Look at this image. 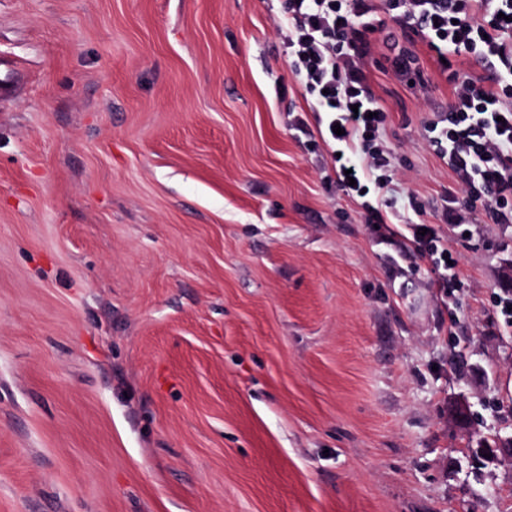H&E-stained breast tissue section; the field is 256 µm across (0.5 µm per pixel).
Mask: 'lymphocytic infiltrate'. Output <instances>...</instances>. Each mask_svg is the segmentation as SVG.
<instances>
[{
    "label": "lymphocytic infiltrate",
    "mask_w": 512,
    "mask_h": 512,
    "mask_svg": "<svg viewBox=\"0 0 512 512\" xmlns=\"http://www.w3.org/2000/svg\"><path fill=\"white\" fill-rule=\"evenodd\" d=\"M278 25L288 61L351 159L336 174L347 196L393 181L394 156L380 143L386 113L369 79L382 66L427 96L417 43L440 61L451 87L448 109L428 123L430 144L455 186L432 213L438 223L512 224V0H285ZM491 70L465 72L467 57ZM405 251L429 258L435 282L452 296L461 282L435 229L413 225Z\"/></svg>",
    "instance_id": "obj_1"
}]
</instances>
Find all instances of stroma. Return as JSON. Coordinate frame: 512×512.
<instances>
[{"label":"stroma","mask_w":512,"mask_h":512,"mask_svg":"<svg viewBox=\"0 0 512 512\" xmlns=\"http://www.w3.org/2000/svg\"><path fill=\"white\" fill-rule=\"evenodd\" d=\"M283 5L0 0V512H512V225H437L440 294L447 83L372 70L396 172L345 196ZM422 228H426L425 235H420ZM410 245H404V252L409 256L426 257L431 260L433 266L438 270L439 276L434 283L435 288H439L446 297H451L457 288H461V281L453 269L456 261L452 254L448 252V246L442 242L437 232L428 224H413L412 238L409 239ZM451 260L453 265L447 263ZM445 272H440V269Z\"/></svg>","instance_id":"35a3bbf8"}]
</instances>
